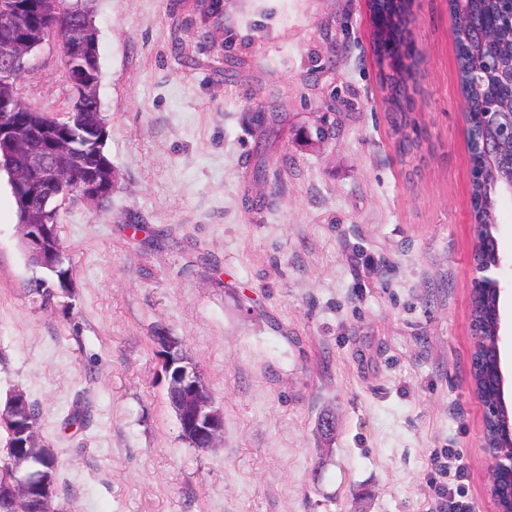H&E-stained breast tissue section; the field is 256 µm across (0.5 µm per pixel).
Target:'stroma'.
<instances>
[{
  "mask_svg": "<svg viewBox=\"0 0 512 512\" xmlns=\"http://www.w3.org/2000/svg\"><path fill=\"white\" fill-rule=\"evenodd\" d=\"M211 2L95 0L120 180L109 211H64L73 286L51 307L28 291L44 271L0 174V406L18 389L38 403L59 458L55 507L431 512L429 454L447 446L470 512H498L472 385L476 233L448 0L413 7L408 152L383 104L367 0ZM34 62L27 102L55 109L61 46ZM272 110L275 127L245 120ZM324 121L337 135L322 145ZM263 194L274 206L252 209ZM128 210L161 241L132 238ZM498 211L512 406V200ZM159 330L224 413L214 447L181 436Z\"/></svg>",
  "mask_w": 512,
  "mask_h": 512,
  "instance_id": "stroma-1",
  "label": "stroma"
}]
</instances>
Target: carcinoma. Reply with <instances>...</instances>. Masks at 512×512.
<instances>
[{"label": "carcinoma", "mask_w": 512, "mask_h": 512, "mask_svg": "<svg viewBox=\"0 0 512 512\" xmlns=\"http://www.w3.org/2000/svg\"><path fill=\"white\" fill-rule=\"evenodd\" d=\"M23 8L21 24L23 30L7 28L0 23V44L6 41L17 43L16 55L23 53L21 39L69 44L80 38L89 39L88 63L95 80H100L101 70L98 52V29L93 20V0H16ZM414 0H387L379 20L374 24L371 39L374 55L382 82L389 93L384 98L387 110L393 115L392 131L399 148L411 150L404 129L409 119L406 114L411 101L410 91L414 90L416 71L414 69L409 40V26L413 20ZM449 10L454 19L453 37L456 47V71L463 98L465 117L468 123V152L472 180L470 196L472 223L479 228L474 241V252L483 266L495 268L500 256L494 245L498 233V210L485 206V199L492 188L502 192L506 199L512 194L505 191V183L512 180V167L489 160L483 145L499 136L496 125L485 121L487 112L512 114V88L507 78L512 74V11L508 0H468L459 5L450 0ZM489 61L494 65L496 75L486 76L480 66ZM32 70L16 62L12 76L0 79V100L16 103L14 121L21 126L40 127L45 131L42 144L18 145L11 153H0V170L7 173L19 172L28 163L30 155L41 149L48 162L64 169L73 164L70 158L67 136L73 133L75 124L94 127L106 123L96 94V87L86 92L84 111H71V102L65 101L56 112H47L28 106L23 99L26 80ZM84 164L95 170H103V181L98 185L99 193L105 198L102 210L112 207V194L119 179L117 170L104 168V163L93 153L84 157ZM18 222L21 224H44L42 246L47 253L62 248L60 239L61 213L46 215L41 212L39 201L15 196ZM71 275L68 267L49 272V277L40 278L31 285L29 293L43 307L51 305L55 289L63 287L61 278ZM500 293L493 288H476L472 295L471 320L479 333L480 341L475 345L472 358L474 389L484 402L496 409L491 417L484 420V445L495 447L500 442L501 432L512 422V411L501 404V394L494 384L490 364L499 356L498 320ZM37 466L38 471L57 475L58 461L24 459L7 455L0 462V479L12 470H26ZM0 512H37L36 500L15 502L0 495Z\"/></svg>", "instance_id": "1"}]
</instances>
